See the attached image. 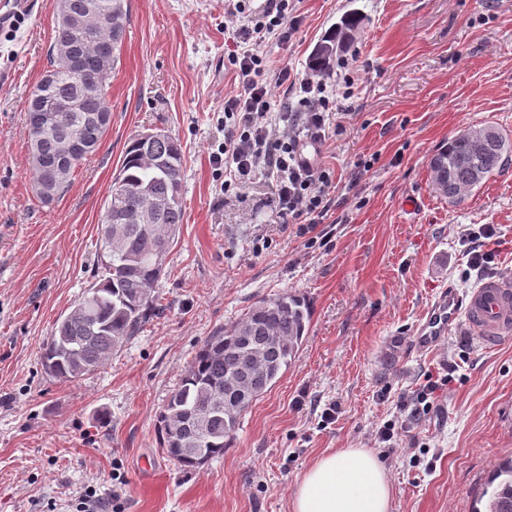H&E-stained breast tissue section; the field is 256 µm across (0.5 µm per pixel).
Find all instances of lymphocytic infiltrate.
Masks as SVG:
<instances>
[{"label": "lymphocytic infiltrate", "mask_w": 512, "mask_h": 512, "mask_svg": "<svg viewBox=\"0 0 512 512\" xmlns=\"http://www.w3.org/2000/svg\"><path fill=\"white\" fill-rule=\"evenodd\" d=\"M234 18L236 47L227 61L241 84L224 99L225 187L241 186L265 174L275 183L276 216L283 223L315 226L329 212L330 172L304 163L302 138L325 140L326 122L339 110L341 87L351 86L348 62L335 80L313 75L293 83L287 69L271 72L263 53L268 41L287 44L299 29L292 0H268L262 15L247 13L245 0L226 9Z\"/></svg>", "instance_id": "lymphocytic-infiltrate-1"}]
</instances>
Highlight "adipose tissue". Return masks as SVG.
<instances>
[{
  "mask_svg": "<svg viewBox=\"0 0 512 512\" xmlns=\"http://www.w3.org/2000/svg\"><path fill=\"white\" fill-rule=\"evenodd\" d=\"M392 489L384 465L364 448L318 457L299 479L290 512H391Z\"/></svg>",
  "mask_w": 512,
  "mask_h": 512,
  "instance_id": "adipose-tissue-1",
  "label": "adipose tissue"
}]
</instances>
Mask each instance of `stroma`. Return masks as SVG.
<instances>
[{"mask_svg":"<svg viewBox=\"0 0 512 512\" xmlns=\"http://www.w3.org/2000/svg\"><path fill=\"white\" fill-rule=\"evenodd\" d=\"M14 9L23 21L0 42V512H289L304 471L339 448L378 456L392 512H470L512 452V340L483 346L455 329L431 354L411 340L444 289L480 281L466 274L468 225H495L492 271L512 276V160L455 205L428 167L467 126L512 139V0H298V33L264 52L300 78L320 40L360 18L340 54L354 83L318 157L333 175L325 244L278 223L267 177L228 193L212 162L224 97L238 91L224 0H129L110 126L68 191L41 202L24 111L55 20L51 0H0ZM152 129L185 156L184 222L151 290L159 311L94 372L50 377L43 345L96 281L108 191L129 140ZM283 293L311 309L295 360L223 456L180 466L159 444V411L208 336ZM429 380L432 408L411 416ZM390 421L404 427L392 449L376 437Z\"/></svg>","mask_w":512,"mask_h":512,"instance_id":"35a3bbf8","label":"stroma"}]
</instances>
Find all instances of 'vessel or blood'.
<instances>
[{
  "mask_svg": "<svg viewBox=\"0 0 512 512\" xmlns=\"http://www.w3.org/2000/svg\"><path fill=\"white\" fill-rule=\"evenodd\" d=\"M457 326L486 345L512 339V277H486L463 294L443 291L416 325L413 350L436 349Z\"/></svg>",
  "mask_w": 512,
  "mask_h": 512,
  "instance_id": "obj_1",
  "label": "vessel or blood"
}]
</instances>
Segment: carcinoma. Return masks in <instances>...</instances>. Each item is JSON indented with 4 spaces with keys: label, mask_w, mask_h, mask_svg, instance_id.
Segmentation results:
<instances>
[{
    "label": "carcinoma",
    "mask_w": 512,
    "mask_h": 512,
    "mask_svg": "<svg viewBox=\"0 0 512 512\" xmlns=\"http://www.w3.org/2000/svg\"><path fill=\"white\" fill-rule=\"evenodd\" d=\"M85 2L52 0L57 35L46 76L53 78L51 96L56 98L97 89L91 111L108 114L107 78L126 35L127 0H96L100 9L112 10V26L100 28L90 44L70 35L74 15ZM356 26L357 18L346 16L316 46L310 69L330 72ZM81 116L65 113L53 138H28L34 182H39L41 158L54 153L57 140L79 133L101 143L108 125L82 122ZM469 129L487 132L482 154L473 155L459 132L429 159L433 190L451 204L481 187L512 157V142L496 125ZM183 163L181 143L172 136L151 144L135 137L127 144L112 186V212L100 219L102 278L57 321L44 345L42 365L49 375L72 381L95 371L155 311L151 290L165 270L155 257L167 256L184 220ZM309 323L303 301L286 293L255 302L231 328L206 338L158 415L162 448L189 469L224 455L247 411L224 401L226 385L234 379L229 368L245 356L253 368L265 371L266 388H271L295 359ZM471 512H512V455L495 463Z\"/></svg>",
    "instance_id": "carcinoma-1"
}]
</instances>
